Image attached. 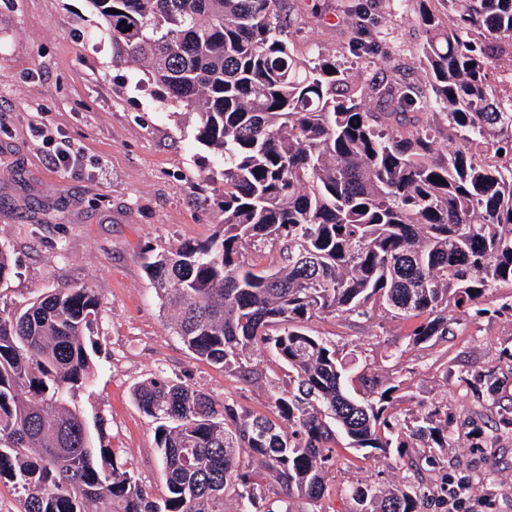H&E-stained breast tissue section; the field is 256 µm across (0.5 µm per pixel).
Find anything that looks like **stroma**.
<instances>
[{
    "label": "stroma",
    "instance_id": "obj_1",
    "mask_svg": "<svg viewBox=\"0 0 512 512\" xmlns=\"http://www.w3.org/2000/svg\"><path fill=\"white\" fill-rule=\"evenodd\" d=\"M293 24L284 37L299 54L336 61L361 80L400 72L425 74L417 53L426 35L416 0H371L369 23L379 38L373 56L348 49L352 0H287ZM139 70L112 59V42L88 0H0V246L18 264L0 283V307H18L35 294L85 283L101 303L94 328L96 376L78 402L101 416L108 441L154 495L164 491L155 423L133 399L139 382L158 371L180 378L217 400L273 415L271 394L283 376L270 356L252 357L257 375L243 380L189 353L166 326L143 264L151 255L210 239L221 220L216 199L218 158L194 140L196 117L162 109L139 86ZM77 152L68 168L52 160L51 140ZM508 288L490 294L480 314L455 324L431 346L409 339L411 323L376 314L355 322L312 320L313 334L357 354L362 367L402 381L392 412L406 419L431 400H447L458 440L448 452L449 473L470 477L487 512H512V432L495 447L478 448L475 429L489 430L496 405L483 396L486 374L497 378L502 403L512 402V314L501 305ZM399 351L400 362L388 360ZM336 470L319 512H343V489L354 483L400 480L394 460L361 459L336 451Z\"/></svg>",
    "mask_w": 512,
    "mask_h": 512
}]
</instances>
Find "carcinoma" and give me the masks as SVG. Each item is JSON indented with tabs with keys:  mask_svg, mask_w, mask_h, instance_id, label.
Instances as JSON below:
<instances>
[{
	"mask_svg": "<svg viewBox=\"0 0 512 512\" xmlns=\"http://www.w3.org/2000/svg\"><path fill=\"white\" fill-rule=\"evenodd\" d=\"M443 2V17L420 11L421 85L366 83L298 54L282 37L285 0H89L113 57L143 68L163 107L195 113V141L224 161L222 233L145 263L167 327L244 380L263 350L288 381L274 420L162 371L135 386L157 423L156 500L77 404L94 380V289L0 308V479L21 490L24 512H226L228 497L234 512H293L280 503L324 497L340 436L405 470L397 484L345 488L348 512H448V476L430 477L456 447L448 403L398 420L399 385L308 330L384 310L412 322V344L433 345L451 331L448 308L469 317L512 287V75L491 82L512 59V0ZM350 17L349 48L376 51L362 0ZM433 108L457 143L446 153L430 124L406 119ZM269 246L275 266L259 261ZM15 274L0 247V283Z\"/></svg>",
	"mask_w": 512,
	"mask_h": 512,
	"instance_id": "1",
	"label": "carcinoma"
}]
</instances>
